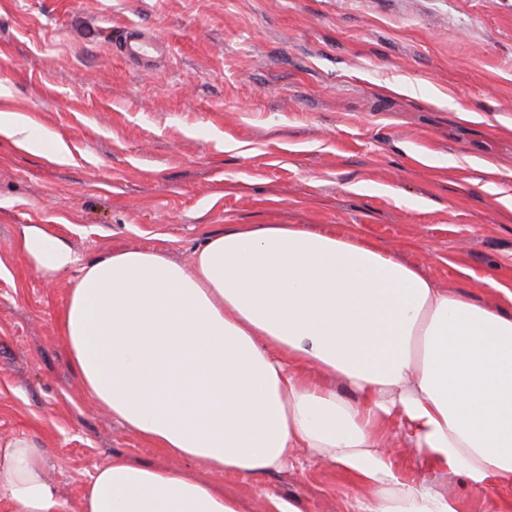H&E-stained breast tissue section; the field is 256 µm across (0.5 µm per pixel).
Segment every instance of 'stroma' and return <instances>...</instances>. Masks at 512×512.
Instances as JSON below:
<instances>
[{
    "instance_id": "obj_1",
    "label": "stroma",
    "mask_w": 512,
    "mask_h": 512,
    "mask_svg": "<svg viewBox=\"0 0 512 512\" xmlns=\"http://www.w3.org/2000/svg\"><path fill=\"white\" fill-rule=\"evenodd\" d=\"M136 25L164 52L120 50ZM0 440L31 435L67 512L114 456L189 468L87 400L21 225L91 262L160 249L187 264L240 224L370 237L440 287L512 288V0H0ZM245 512L261 496L346 512L360 495L304 460L242 478L202 470ZM2 129H8V136H15L24 133V142L28 145L31 151L37 152L41 149V142L38 138L34 137L28 127L20 123L12 114H0V133Z\"/></svg>"
}]
</instances>
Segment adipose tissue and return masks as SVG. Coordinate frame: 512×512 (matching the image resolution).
Wrapping results in <instances>:
<instances>
[{
	"mask_svg": "<svg viewBox=\"0 0 512 512\" xmlns=\"http://www.w3.org/2000/svg\"><path fill=\"white\" fill-rule=\"evenodd\" d=\"M41 274L75 270L60 332L87 396L161 454L251 477L307 456L364 493L351 512H459L436 477L512 489V289L491 306L358 233L245 224L190 264L115 249L82 263L23 227ZM415 448L430 479L401 477ZM11 512H64L45 450L0 441ZM81 512H239L198 475L97 467Z\"/></svg>",
	"mask_w": 512,
	"mask_h": 512,
	"instance_id": "1",
	"label": "adipose tissue"
}]
</instances>
